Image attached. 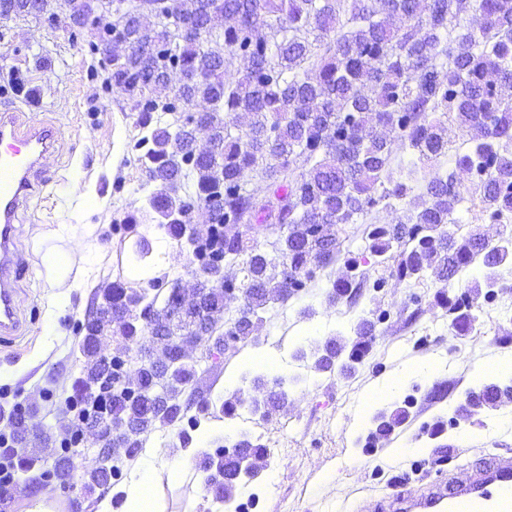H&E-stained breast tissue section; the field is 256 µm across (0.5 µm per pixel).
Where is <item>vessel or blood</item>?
<instances>
[{
  "mask_svg": "<svg viewBox=\"0 0 512 512\" xmlns=\"http://www.w3.org/2000/svg\"><path fill=\"white\" fill-rule=\"evenodd\" d=\"M58 141L52 125L12 106L0 110V339L22 327L17 275L21 268L19 210L38 178L42 160ZM404 512H512V459L496 462L478 478L453 490L437 489L411 500L396 491Z\"/></svg>",
  "mask_w": 512,
  "mask_h": 512,
  "instance_id": "b4317fda",
  "label": "vessel or blood"
}]
</instances>
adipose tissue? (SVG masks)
<instances>
[{"instance_id":"ef3b65f1","label":"adipose tissue","mask_w":512,"mask_h":512,"mask_svg":"<svg viewBox=\"0 0 512 512\" xmlns=\"http://www.w3.org/2000/svg\"><path fill=\"white\" fill-rule=\"evenodd\" d=\"M57 233L69 243L68 250L48 251L42 263L48 272L46 295L48 314L43 323V333L55 335L57 313L68 306L72 292L87 287L90 270L84 266H74L75 254L89 252L91 243L77 236L72 225L62 224ZM143 235L150 244V252L144 258L131 259L130 266L136 281L149 282L160 278L174 263V252L168 237L154 228H143ZM156 451L144 449L140 463L130 481L122 490L123 512H160L158 498H146V489L156 488L159 476L155 467Z\"/></svg>"}]
</instances>
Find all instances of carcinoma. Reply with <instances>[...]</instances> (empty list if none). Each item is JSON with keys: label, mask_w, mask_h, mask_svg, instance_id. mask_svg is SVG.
<instances>
[{"label": "carcinoma", "mask_w": 512, "mask_h": 512, "mask_svg": "<svg viewBox=\"0 0 512 512\" xmlns=\"http://www.w3.org/2000/svg\"><path fill=\"white\" fill-rule=\"evenodd\" d=\"M148 13L124 29L99 31L89 43L93 56L108 53L112 63L108 85L123 95L138 113L142 136L134 148L150 182L160 188L147 199L161 218L160 226L175 240L187 238L194 212L215 207L209 220L224 232L205 243L191 239L200 267L217 260L236 268L224 276L243 289L250 322L235 333L246 340L258 335L263 321L257 310L274 298L287 299L309 288L317 273L338 266L329 277V302L354 303L385 280L370 279L361 265L391 263L392 275L411 285L437 281L438 306L459 330H469L472 298L463 276L478 262L486 270V301L494 298L499 270L512 266V237L498 243L479 231H448L453 215L474 188L483 219L492 224L512 215V0H147ZM31 7L48 11V0H0V15ZM478 12L484 24L464 26L452 44L445 43L448 22ZM51 20L78 43L82 31L94 26L82 0H70L64 17ZM336 36H331V33ZM213 40L224 53L207 49ZM238 62L231 74L226 58ZM175 116L162 125L154 113ZM222 112L226 119L213 116ZM210 126L214 149H197L194 123ZM468 147L456 149L454 166L436 169L455 138ZM401 141L414 168L431 169L425 192L395 178L392 145ZM180 142L179 165L172 164L174 142ZM302 163V172L294 166ZM260 170L268 193L248 188L249 173ZM466 177L469 185L462 183ZM194 180L195 190L179 198L174 187ZM405 202V219L396 224L367 222L384 202ZM365 222L364 251H342L344 226ZM240 224H277L286 229L276 251L292 270L284 281L275 272L276 258L242 236ZM399 251L392 252L393 247ZM147 293L115 281L104 289L112 307V332L138 344L147 331L131 321L133 306ZM173 296L164 300L161 336L193 334L189 315L171 310ZM390 317L381 312L377 321ZM375 321V322H377ZM375 322L362 318L347 335L329 336L301 356L314 358V368H326L330 355L353 364L363 362ZM99 323L85 328L83 354H96ZM113 366L93 363L76 382L80 392L94 386L111 390L106 416L132 424L124 441L128 456L143 447L142 435L158 422L150 404L166 389L169 412L163 424L174 423L186 409L182 386L159 368L140 372L137 395L130 399L113 390ZM253 381L267 386L259 415L268 419L287 401L284 377ZM481 406L493 408L512 394V384L482 385ZM246 402L235 390L221 404L233 418ZM403 414L381 412L375 432L391 433ZM201 453L203 484L229 505L246 480L266 466L264 445L249 439L238 448L251 449L242 472L225 455L224 446ZM93 482L104 485L120 473L88 465Z\"/></svg>", "instance_id": "carcinoma-1"}]
</instances>
